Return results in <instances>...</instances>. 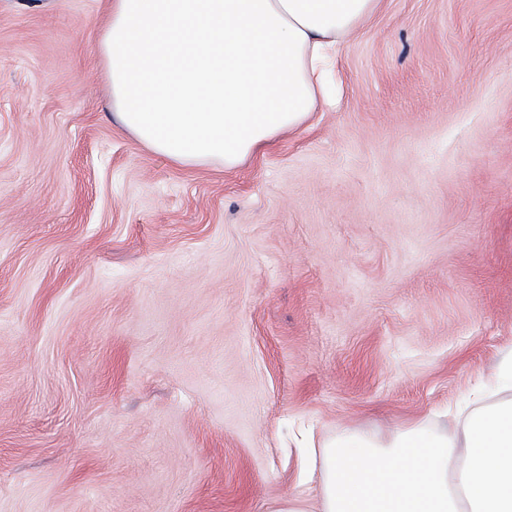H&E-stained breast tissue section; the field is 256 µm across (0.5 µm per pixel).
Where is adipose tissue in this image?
Instances as JSON below:
<instances>
[{
	"label": "adipose tissue",
	"instance_id": "1",
	"mask_svg": "<svg viewBox=\"0 0 512 512\" xmlns=\"http://www.w3.org/2000/svg\"><path fill=\"white\" fill-rule=\"evenodd\" d=\"M381 0H109L99 53L112 117L183 167L231 170L300 128L332 91V53ZM319 512H512V397L450 432L425 421L325 442Z\"/></svg>",
	"mask_w": 512,
	"mask_h": 512
}]
</instances>
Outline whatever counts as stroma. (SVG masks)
<instances>
[{"mask_svg": "<svg viewBox=\"0 0 512 512\" xmlns=\"http://www.w3.org/2000/svg\"><path fill=\"white\" fill-rule=\"evenodd\" d=\"M105 0H0V512H266L305 429H451L512 354V0H384L232 171L112 119Z\"/></svg>", "mask_w": 512, "mask_h": 512, "instance_id": "stroma-1", "label": "stroma"}]
</instances>
